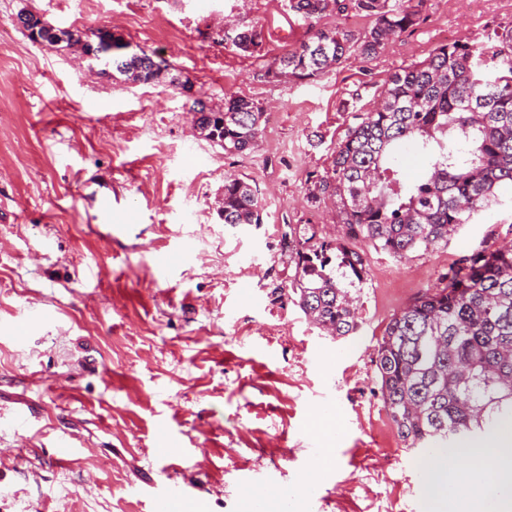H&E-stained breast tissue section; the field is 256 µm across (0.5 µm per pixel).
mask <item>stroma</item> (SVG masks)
<instances>
[{
    "label": "stroma",
    "mask_w": 512,
    "mask_h": 512,
    "mask_svg": "<svg viewBox=\"0 0 512 512\" xmlns=\"http://www.w3.org/2000/svg\"><path fill=\"white\" fill-rule=\"evenodd\" d=\"M23 9L87 34L111 27L162 77L130 84L32 43ZM423 16L374 59L289 82L266 75L307 36L287 0H0V512H150L171 484L204 512H244L251 484L280 491L269 512H404L414 494L420 512H512L498 465L466 455L443 479L436 456L395 435L381 445L391 421L374 365L394 315L484 242L512 245V189L435 252L365 249L351 335H326L287 298L285 234H342L332 199L309 202L308 174L390 73L445 40L512 31V0H426ZM242 19L263 26L260 53L225 48V21ZM230 94L267 107L242 155L193 123L194 100L220 110ZM229 173L257 189L261 223L225 224L215 200ZM98 195L135 220L97 223ZM175 247L190 258L157 275L152 255ZM28 305L51 320L21 328ZM62 436L83 450L65 469Z\"/></svg>",
    "instance_id": "35a3bbf8"
}]
</instances>
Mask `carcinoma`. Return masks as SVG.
<instances>
[{
    "instance_id": "cac0c4a2",
    "label": "carcinoma",
    "mask_w": 512,
    "mask_h": 512,
    "mask_svg": "<svg viewBox=\"0 0 512 512\" xmlns=\"http://www.w3.org/2000/svg\"><path fill=\"white\" fill-rule=\"evenodd\" d=\"M425 0H288L308 26L299 45L271 61L266 75L303 81L357 56L370 60L389 41L418 26ZM353 10L370 19L352 31L324 19ZM265 33L235 21L224 48L253 53ZM89 48L124 80L148 84L161 69L145 50L131 52L99 30ZM192 111L226 154H242L261 140L266 110L242 95L214 111L201 100ZM412 145L429 158L426 179L409 182L396 158ZM512 186V34L481 43L435 47L384 80L373 110L349 126L316 176V192L334 200L343 238L306 246L290 263L292 301L331 336L358 326L362 255L352 240L395 258L448 244V237L500 204ZM226 224H259L262 204L245 180L224 177ZM443 287L426 292L387 324L377 345V378L386 413L406 449L425 452L460 437L479 436L512 419V246H485L448 271Z\"/></svg>"
}]
</instances>
